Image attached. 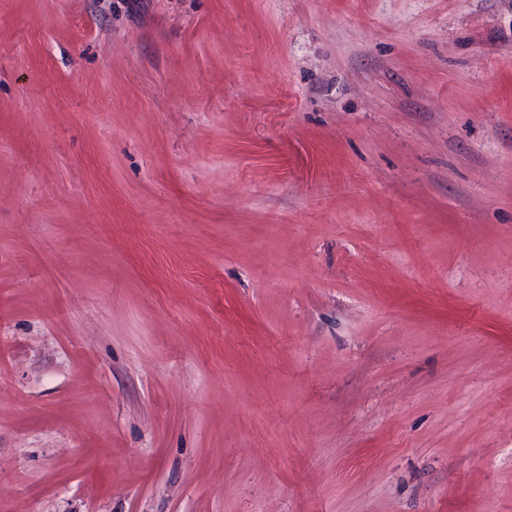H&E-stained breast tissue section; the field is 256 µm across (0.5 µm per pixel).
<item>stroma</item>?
Here are the masks:
<instances>
[{"mask_svg":"<svg viewBox=\"0 0 512 512\" xmlns=\"http://www.w3.org/2000/svg\"><path fill=\"white\" fill-rule=\"evenodd\" d=\"M0 512H512V0H0Z\"/></svg>","mask_w":512,"mask_h":512,"instance_id":"stroma-1","label":"stroma"}]
</instances>
